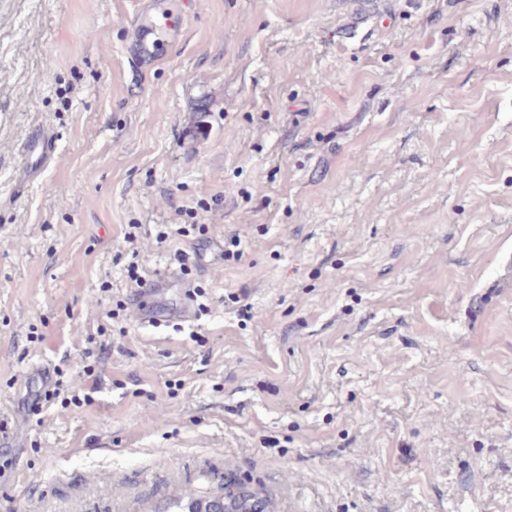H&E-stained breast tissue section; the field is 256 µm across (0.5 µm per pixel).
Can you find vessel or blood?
<instances>
[{
  "label": "vessel or blood",
  "mask_w": 512,
  "mask_h": 512,
  "mask_svg": "<svg viewBox=\"0 0 512 512\" xmlns=\"http://www.w3.org/2000/svg\"><path fill=\"white\" fill-rule=\"evenodd\" d=\"M183 5L184 0H148L133 20L134 39L127 49L130 62L142 67L168 53L181 37V27L174 24L173 18L181 13ZM21 151L29 172H38L53 160L55 138L46 128H36L23 142ZM189 286L186 278L171 272L145 280L131 294L133 320L156 328L188 321L193 314Z\"/></svg>",
  "instance_id": "b4317fda"
}]
</instances>
